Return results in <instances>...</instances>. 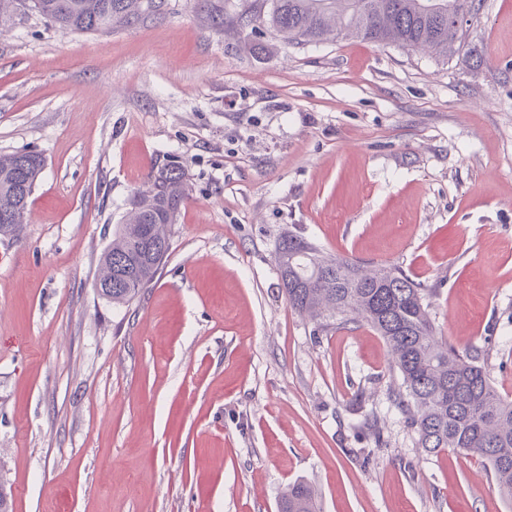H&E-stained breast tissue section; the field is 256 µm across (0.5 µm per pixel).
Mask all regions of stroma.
Returning <instances> with one entry per match:
<instances>
[{
  "label": "stroma",
  "mask_w": 512,
  "mask_h": 512,
  "mask_svg": "<svg viewBox=\"0 0 512 512\" xmlns=\"http://www.w3.org/2000/svg\"><path fill=\"white\" fill-rule=\"evenodd\" d=\"M109 34L0 27V153L45 169L0 238V478L11 512H512L488 464L425 454L363 322L292 310L288 235L423 284L439 336L512 397V0L448 59L297 47L241 0ZM187 174L157 282L115 306L99 257L151 167ZM317 491L312 484L295 481L288 485L278 505L279 512H316Z\"/></svg>",
  "instance_id": "1"
}]
</instances>
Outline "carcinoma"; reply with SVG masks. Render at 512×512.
<instances>
[{
  "mask_svg": "<svg viewBox=\"0 0 512 512\" xmlns=\"http://www.w3.org/2000/svg\"><path fill=\"white\" fill-rule=\"evenodd\" d=\"M475 0H259L242 10L249 22L265 11L270 28L291 44L321 43L336 31L377 45L426 49L446 58L466 43L469 27L448 15ZM163 0H31V9L72 33H109L160 13ZM45 169L35 150L0 154V237H16L28 201ZM188 197L185 171L166 164L128 201L122 223L99 259L112 274L106 300L124 305L154 282L170 248L171 226ZM277 264L291 309L337 325L356 316L385 341L403 391L394 395L409 413L418 447L427 455L453 449L483 459L500 493L512 499V400L493 386L479 354L460 353L439 339L422 288L396 269L365 270L345 258L325 259L311 243L290 235ZM317 491L295 481L278 512H316Z\"/></svg>",
  "mask_w": 512,
  "mask_h": 512,
  "instance_id": "1",
  "label": "carcinoma"
}]
</instances>
